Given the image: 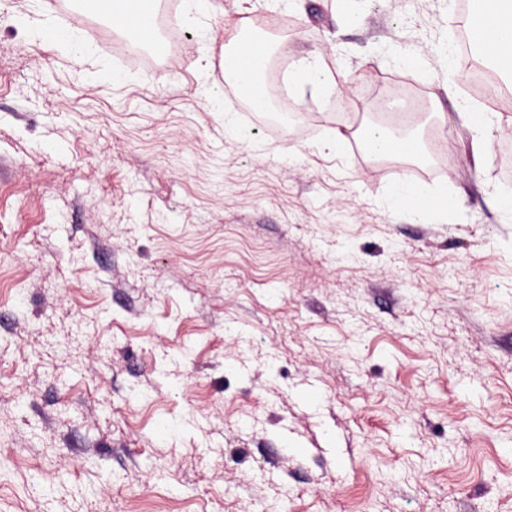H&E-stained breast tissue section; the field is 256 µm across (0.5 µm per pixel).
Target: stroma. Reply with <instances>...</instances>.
<instances>
[{
  "instance_id": "obj_1",
  "label": "stroma",
  "mask_w": 512,
  "mask_h": 512,
  "mask_svg": "<svg viewBox=\"0 0 512 512\" xmlns=\"http://www.w3.org/2000/svg\"><path fill=\"white\" fill-rule=\"evenodd\" d=\"M64 12L0 0V512H512V102L474 156L449 0H179L134 71ZM250 32L361 95L269 136L195 64ZM395 74L442 152L367 168ZM446 194L433 196L427 193L424 188L417 184L393 185L389 192V201L395 206L404 208L409 212L422 213L427 211L447 212L448 204L441 205V200H447Z\"/></svg>"
}]
</instances>
